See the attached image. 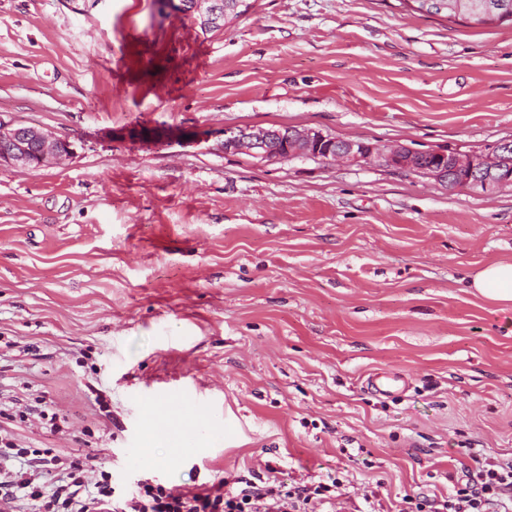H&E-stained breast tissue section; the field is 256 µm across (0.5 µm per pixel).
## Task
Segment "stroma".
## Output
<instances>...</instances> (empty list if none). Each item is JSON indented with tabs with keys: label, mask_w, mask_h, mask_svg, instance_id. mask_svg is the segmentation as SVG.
Returning <instances> with one entry per match:
<instances>
[{
	"label": "stroma",
	"mask_w": 512,
	"mask_h": 512,
	"mask_svg": "<svg viewBox=\"0 0 512 512\" xmlns=\"http://www.w3.org/2000/svg\"><path fill=\"white\" fill-rule=\"evenodd\" d=\"M247 4L205 33L157 0H0V120L75 151L0 166V401L63 421L7 429L41 458H93L120 491L270 463L288 484L337 476L322 512H403L474 469L464 440L512 458V305L467 286L512 262V187L261 164L221 133L488 150L512 140V24Z\"/></svg>",
	"instance_id": "35a3bbf8"
}]
</instances>
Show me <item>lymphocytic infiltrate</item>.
<instances>
[{
  "label": "lymphocytic infiltrate",
  "instance_id": "1",
  "mask_svg": "<svg viewBox=\"0 0 512 512\" xmlns=\"http://www.w3.org/2000/svg\"><path fill=\"white\" fill-rule=\"evenodd\" d=\"M477 465L474 475L456 483L452 493L416 502L417 512H503L512 502V460L504 461L484 450L464 447ZM54 487L42 483L38 463L17 448L10 432L0 433V502L14 507L27 501L29 512H315L330 502L339 479L331 482L286 485L274 466H266L260 480H244L231 488L226 480L174 493L164 485L138 481L124 495L111 485V472L90 473L79 458L55 459Z\"/></svg>",
  "mask_w": 512,
  "mask_h": 512
}]
</instances>
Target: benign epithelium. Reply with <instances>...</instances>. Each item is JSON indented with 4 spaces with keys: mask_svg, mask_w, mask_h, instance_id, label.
<instances>
[{
    "mask_svg": "<svg viewBox=\"0 0 512 512\" xmlns=\"http://www.w3.org/2000/svg\"><path fill=\"white\" fill-rule=\"evenodd\" d=\"M163 8L192 15L204 30L221 27L232 0H157ZM221 147L226 154H246L263 163L290 158L323 162L336 160L362 166L379 163L398 171L425 175L448 188L462 189L481 184L492 192L512 186V166L505 165L504 152L512 149L511 141H502L487 152H462L457 149L432 151L435 163L422 164V151L397 143L384 145L361 140H346L310 128L281 126L265 128L243 126L226 128ZM71 144L54 137L36 125L6 123L0 120V166L26 169L39 167L50 160L72 157Z\"/></svg>",
    "mask_w": 512,
    "mask_h": 512,
    "instance_id": "7a95c632",
    "label": "benign epithelium"
}]
</instances>
